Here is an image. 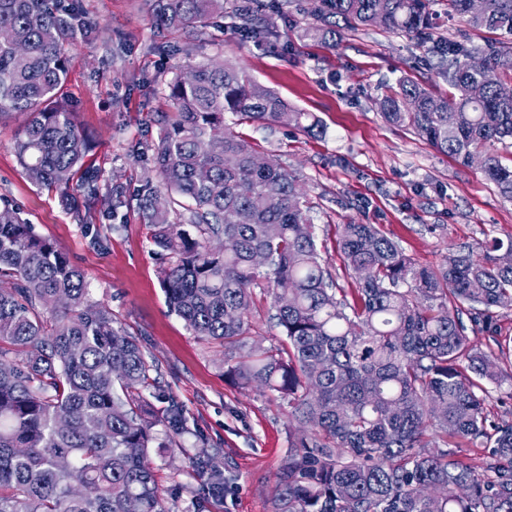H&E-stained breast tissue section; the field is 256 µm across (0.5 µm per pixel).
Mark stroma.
Returning a JSON list of instances; mask_svg holds the SVG:
<instances>
[{
	"mask_svg": "<svg viewBox=\"0 0 512 512\" xmlns=\"http://www.w3.org/2000/svg\"><path fill=\"white\" fill-rule=\"evenodd\" d=\"M81 7L93 33L68 47L61 95L91 143L88 162L122 186L127 204L112 217L96 214L80 223L54 192L25 176L13 149L23 123L15 114L0 117V197L85 272L94 299L108 304L119 326L155 360L162 395L181 408L188 433L149 454L168 512H271L276 474L288 453V406L227 379L229 352L193 336L170 312L160 282L163 263L137 210L139 190L157 178L148 152L171 110L167 81L221 59L292 108L317 116L322 132L315 136L258 122L239 121L234 129L295 172L340 287L353 285L336 252L340 225H380L416 263L437 265L461 245L512 237V202L501 198L479 163L462 164L409 126L382 118L376 101L384 81L405 74L431 89L446 87L426 47L409 36L361 26L343 30L331 46L304 37L312 18L297 11L290 25L257 43L238 33L233 17L223 29L189 36L159 31L146 0H81ZM431 8L437 35L475 47L491 40V33L449 15L446 0H433ZM202 444L224 475L225 492L200 511L192 461Z\"/></svg>",
	"mask_w": 512,
	"mask_h": 512,
	"instance_id": "1",
	"label": "stroma"
}]
</instances>
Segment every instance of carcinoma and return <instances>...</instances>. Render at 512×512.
Instances as JSON below:
<instances>
[{
  "instance_id": "cac0c4a2",
  "label": "carcinoma",
  "mask_w": 512,
  "mask_h": 512,
  "mask_svg": "<svg viewBox=\"0 0 512 512\" xmlns=\"http://www.w3.org/2000/svg\"><path fill=\"white\" fill-rule=\"evenodd\" d=\"M155 24L203 31L226 0H148ZM306 35L336 43L343 28L373 24L432 44L445 93L403 76L379 100L455 160L484 158L483 171L512 201V164L495 145L512 140V98L501 73L512 53L435 36L430 0H308ZM448 10L475 29L512 37V0H468ZM233 5L242 33L272 34L270 15ZM0 114L24 117L14 152L33 184L69 211L108 217L126 205L59 99L66 48L90 33L80 0H0ZM480 55L482 68L471 66ZM167 82L173 111L152 160L160 187L138 209L166 260V299L191 333L239 354L225 375L288 401L293 434L277 473L273 512H512V423L488 421V385L512 372L480 350L462 316L496 332L512 311V237L448 254L437 267L412 261L377 224L339 227L337 252L355 287L340 288L321 255L310 207L292 172L226 124L285 123L311 133L319 120L230 62L201 64ZM81 195H76L75 191ZM263 253L268 264L254 263ZM271 295L283 336L275 348L249 340L254 289ZM157 364L91 298L87 276L34 233L9 202L0 208V512H168L149 449L186 432L178 406L154 408ZM164 430L165 439L159 438ZM456 439L490 448L484 470L446 450ZM200 496L224 493L205 455L193 460Z\"/></svg>"
}]
</instances>
